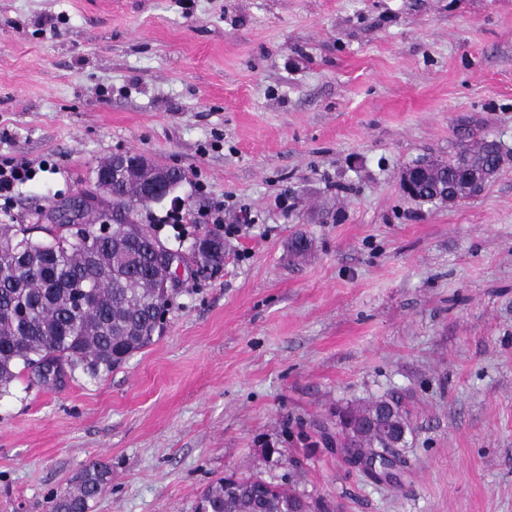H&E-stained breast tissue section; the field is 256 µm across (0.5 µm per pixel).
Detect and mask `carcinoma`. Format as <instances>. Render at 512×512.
<instances>
[{
	"instance_id": "carcinoma-1",
	"label": "carcinoma",
	"mask_w": 512,
	"mask_h": 512,
	"mask_svg": "<svg viewBox=\"0 0 512 512\" xmlns=\"http://www.w3.org/2000/svg\"><path fill=\"white\" fill-rule=\"evenodd\" d=\"M463 160L501 168L505 158L481 155L476 145L461 143L457 152L441 162L438 179L456 180ZM160 164L116 177L106 164L97 169L101 195L96 203L85 202L75 224H54L48 238L35 239L33 227L17 224L12 215L0 218V393L17 377L18 366L53 374L61 380L80 367L96 378L120 366L135 352L154 341V333L167 307L155 304L154 253L143 238H126L129 224L137 223L132 201ZM112 226L109 234L98 233V221ZM206 265L224 259V237L208 231L197 240ZM91 288L90 308L81 313L69 307L71 283ZM374 409H382L409 428L408 414L399 402L383 397L362 408H345L343 413L362 420ZM348 455H372L390 447L386 434L377 429L348 432L340 441ZM109 469L89 464L79 477L75 493L54 495L47 512H87L89 501L105 491ZM297 502L305 512H331V505L293 489L259 477L227 476L210 484L197 498L192 512H288Z\"/></svg>"
}]
</instances>
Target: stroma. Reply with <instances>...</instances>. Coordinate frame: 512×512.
I'll return each instance as SVG.
<instances>
[{
    "label": "stroma",
    "instance_id": "stroma-1",
    "mask_svg": "<svg viewBox=\"0 0 512 512\" xmlns=\"http://www.w3.org/2000/svg\"><path fill=\"white\" fill-rule=\"evenodd\" d=\"M485 137L508 158L481 195L403 193ZM125 151L188 174L138 215L180 285L111 373L0 395V512L93 462L88 512H191L231 474L336 512H512V0H0V160L35 170L12 215L49 226ZM388 395L411 431L379 481L330 442ZM437 164L422 162L410 167L402 179V189L408 196L421 199V188L435 174ZM422 200V199H421ZM199 243V252L194 250V258L200 257L205 265L218 264L224 259V237L218 231H208L195 244Z\"/></svg>",
    "mask_w": 512,
    "mask_h": 512
}]
</instances>
